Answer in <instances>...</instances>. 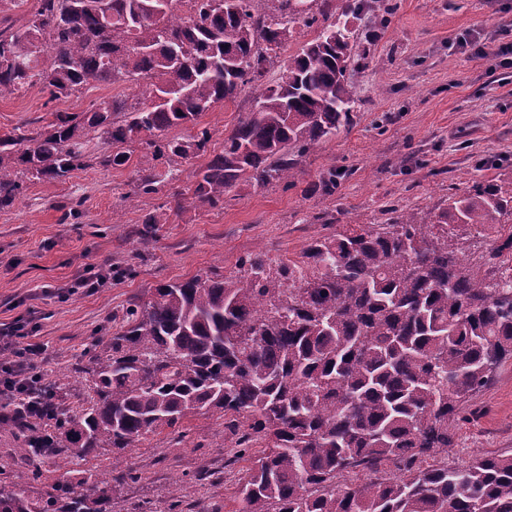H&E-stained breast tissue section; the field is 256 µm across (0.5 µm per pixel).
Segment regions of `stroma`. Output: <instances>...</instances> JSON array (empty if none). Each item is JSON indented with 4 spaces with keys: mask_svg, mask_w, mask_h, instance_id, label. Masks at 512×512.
I'll return each instance as SVG.
<instances>
[{
    "mask_svg": "<svg viewBox=\"0 0 512 512\" xmlns=\"http://www.w3.org/2000/svg\"><path fill=\"white\" fill-rule=\"evenodd\" d=\"M389 24L375 28L368 15L350 19L358 34L349 78L358 102L348 126L300 157L293 184L239 183L212 207L188 193L206 157L176 159L178 179L159 193L123 201L138 170L151 167L149 151L134 145L129 163L102 166L111 143L84 135L90 167L60 181L24 177V190L0 209V325L33 311L46 346L48 375L70 377L67 403L83 393L79 374L95 336L110 332L126 308L145 302L159 283L210 271L235 270L257 251L273 260L296 258L313 238L343 225L384 224L394 212L428 217L466 194L475 182H512V68L461 50L458 42L512 43V0H397ZM148 102L145 81L103 83L68 99H51L34 86L0 97V133L46 131L57 113L83 112L103 100ZM255 109L252 88L174 129L177 137L208 130L209 148ZM335 178L336 188L323 183ZM79 203L78 216L65 207ZM162 213L151 237L140 238L144 218ZM512 233L460 235L461 256L512 276V259L492 254L493 240ZM132 268L134 277L110 280L87 294L62 298L58 290L87 268ZM456 445L440 458L449 466L473 458L512 454V359L497 368L487 388L466 403L455 423ZM100 476L123 477L112 512H165L168 491L180 485L183 512H235L236 482L246 467L225 447L215 418L192 421L186 443L170 437L151 447L88 462Z\"/></svg>",
    "mask_w": 512,
    "mask_h": 512,
    "instance_id": "obj_1",
    "label": "stroma"
}]
</instances>
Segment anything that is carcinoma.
<instances>
[{
    "mask_svg": "<svg viewBox=\"0 0 512 512\" xmlns=\"http://www.w3.org/2000/svg\"><path fill=\"white\" fill-rule=\"evenodd\" d=\"M37 0L26 24L0 27V96L40 84L54 100L95 83L147 80L151 103L104 100L60 112L34 136H0V207L23 191L21 170L61 180L87 166L84 129L156 161L207 152L195 124L243 86L262 81L297 26L320 28L256 96V111L224 136L196 174L193 198L216 206L243 179L292 183L297 158L348 125L356 104L347 72V17L368 0ZM124 113L117 121L114 114ZM165 178L138 175L131 201ZM512 224V188L477 182L427 219L347 224L270 266L256 253L225 274L155 288L110 336L93 339L75 406L62 396L27 423L0 420L26 473L0 485V512H108L114 489L73 466L110 448L184 436L188 420L217 416L224 442L247 452L238 512H512V454L450 468L467 399L512 358V276L459 256L456 228ZM66 468L42 498L29 479L44 460ZM392 462L401 474H382ZM366 479L353 483L349 477Z\"/></svg>",
    "mask_w": 512,
    "mask_h": 512,
    "instance_id": "carcinoma-1",
    "label": "carcinoma"
}]
</instances>
